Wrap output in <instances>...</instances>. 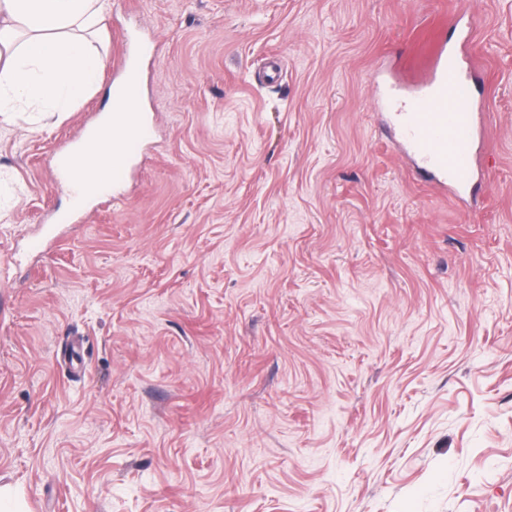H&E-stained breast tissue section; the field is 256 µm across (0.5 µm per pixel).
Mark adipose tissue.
Segmentation results:
<instances>
[{"instance_id":"obj_1","label":"adipose tissue","mask_w":512,"mask_h":512,"mask_svg":"<svg viewBox=\"0 0 512 512\" xmlns=\"http://www.w3.org/2000/svg\"><path fill=\"white\" fill-rule=\"evenodd\" d=\"M110 0H0V122L10 121L19 105L48 112L73 111L96 86L104 67L90 39L103 30ZM106 120L97 126L100 149L95 163L78 161L69 176L72 209L87 206L85 180L100 192L112 189V171L124 163L112 149V133L138 122L136 103L109 92Z\"/></svg>"}]
</instances>
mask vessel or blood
<instances>
[{"label": "vessel or blood", "instance_id": "vessel-or-blood-1", "mask_svg": "<svg viewBox=\"0 0 512 512\" xmlns=\"http://www.w3.org/2000/svg\"><path fill=\"white\" fill-rule=\"evenodd\" d=\"M394 105L399 135L422 169L457 199L475 197L479 120L475 87L463 74L461 58L434 48L417 74L416 92ZM148 135L142 123L126 130L115 146L130 161Z\"/></svg>", "mask_w": 512, "mask_h": 512}]
</instances>
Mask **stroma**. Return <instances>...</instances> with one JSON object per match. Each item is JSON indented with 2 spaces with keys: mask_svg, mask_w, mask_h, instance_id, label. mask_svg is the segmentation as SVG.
<instances>
[{
  "mask_svg": "<svg viewBox=\"0 0 512 512\" xmlns=\"http://www.w3.org/2000/svg\"><path fill=\"white\" fill-rule=\"evenodd\" d=\"M151 135L54 226L0 125V485L30 512H512V0H110ZM484 140L466 204L386 130L435 43ZM44 245L35 250L34 238Z\"/></svg>",
  "mask_w": 512,
  "mask_h": 512,
  "instance_id": "stroma-1",
  "label": "stroma"
}]
</instances>
